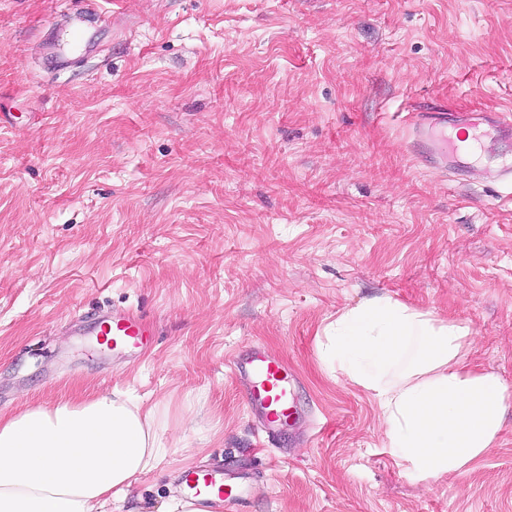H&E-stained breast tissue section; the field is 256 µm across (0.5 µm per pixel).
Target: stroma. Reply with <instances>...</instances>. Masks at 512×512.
Segmentation results:
<instances>
[{
    "instance_id": "stroma-1",
    "label": "stroma",
    "mask_w": 512,
    "mask_h": 512,
    "mask_svg": "<svg viewBox=\"0 0 512 512\" xmlns=\"http://www.w3.org/2000/svg\"><path fill=\"white\" fill-rule=\"evenodd\" d=\"M431 104L512 107V0H0V415L156 408L169 454L112 512H158L177 469L233 478L235 512H512V404L473 468L417 479L320 355L390 297L512 386V192L409 139ZM117 310L154 333L136 356L98 343ZM253 345L300 382L268 442L227 367Z\"/></svg>"
}]
</instances>
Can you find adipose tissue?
<instances>
[{
	"label": "adipose tissue",
	"instance_id": "adipose-tissue-1",
	"mask_svg": "<svg viewBox=\"0 0 512 512\" xmlns=\"http://www.w3.org/2000/svg\"><path fill=\"white\" fill-rule=\"evenodd\" d=\"M324 352L376 399L404 472L462 473L496 444L512 388L471 367L468 326L393 298L339 312ZM168 455L155 409L114 392L0 417V512H106Z\"/></svg>",
	"mask_w": 512,
	"mask_h": 512
}]
</instances>
